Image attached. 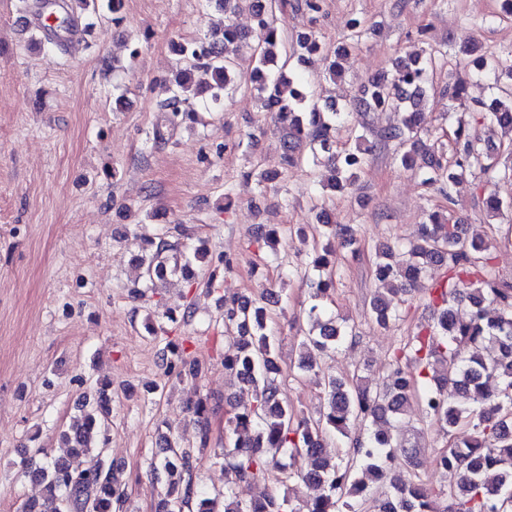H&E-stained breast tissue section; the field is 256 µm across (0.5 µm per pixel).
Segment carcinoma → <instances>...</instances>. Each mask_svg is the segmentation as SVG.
<instances>
[{
  "label": "carcinoma",
  "instance_id": "cac0c4a2",
  "mask_svg": "<svg viewBox=\"0 0 512 512\" xmlns=\"http://www.w3.org/2000/svg\"><path fill=\"white\" fill-rule=\"evenodd\" d=\"M205 2L218 5L226 14L245 9L258 17L253 90L265 111L274 114L284 137L283 169L296 166L307 149L313 160L322 158L329 167L330 189L344 190L362 167L370 147L358 143L337 148L335 132L343 108L336 103H309L305 87L286 74L290 57L279 61L278 49L284 46L285 37L277 25L272 0ZM247 38V33L228 22L206 41L174 45L179 61L166 80L169 97L160 104L164 119L154 127V141L166 142V130L193 117V111L183 109L190 98L203 96L213 106L223 104L224 93L242 79L238 54ZM320 49L313 34L301 35L293 44L295 55ZM342 55L339 50L324 55L333 80L343 76ZM436 66L431 54L415 59L412 69L399 68L392 78L376 75L349 109L360 116L377 111L400 114L399 122L384 131V138L401 146L399 165L422 184L444 193L447 185L469 170L471 160L483 161L485 174L496 170L500 161L483 152L481 139L460 119L454 132L456 170L429 151L421 136L420 111ZM484 118L512 131V92L505 90L494 98ZM483 206L490 216L497 217L511 209L512 203L489 194ZM320 233L326 243L308 262L318 278L309 282L312 327L301 343L298 364L304 371L313 368L315 354L334 351L356 336L353 328L338 324L322 309L336 275L332 261L336 238L354 245V231L343 224H322ZM254 241L275 247L277 228L259 226ZM207 255L204 246L172 243L166 234L157 233L140 237V254L135 260L146 286L154 288L177 272L189 282L196 281V267ZM490 260L486 242L465 240L460 225L448 223V217L438 210L421 225L416 242L397 250L378 248L377 287L370 301L377 324L399 318L398 312L390 310L386 294L418 287L435 267L445 269L446 284L428 289L431 322L394 351L389 381L374 390L362 379L350 383L325 376L321 382L325 406L312 419L297 414L280 397L267 307L260 303L250 306L236 297L224 300V328L233 331L229 340L234 345V352L224 355V371L252 392L250 403L235 408L226 421L232 439L231 448L224 449V491L213 496L198 494L193 482V450L170 440V456L158 464L150 463L153 471H164L168 481L165 498L155 512H299L291 507L289 498L278 502L265 496L242 503L232 496L234 485L255 482L271 473L297 487L312 477L319 479L322 493L310 499L308 512H359L367 502L372 512H439L441 499L451 501L449 512H507L512 505V281L492 275ZM459 288L466 289L472 307L467 318L460 317L454 305ZM487 302L496 305L493 317L486 315ZM168 349L176 377L199 378L201 367L188 360L178 344L171 343ZM109 387V383H101L93 398L81 405L80 415L61 433L71 453L87 457L85 467L75 469L67 460L56 458L36 469L43 484L41 499L26 502L22 512H118L123 508L125 495L105 458L112 414ZM412 402L445 429L448 448L439 453V465L450 477L449 484L433 487L417 475L399 474L390 478V491L374 497L371 485L387 475L396 460L413 464L417 448L406 446L401 438L403 419ZM192 412L204 448L210 440L211 408L200 399ZM354 421L367 424L366 435L349 437ZM339 436L350 438V448L331 461L322 449ZM284 456L286 464L281 462Z\"/></svg>",
  "mask_w": 512,
  "mask_h": 512
}]
</instances>
